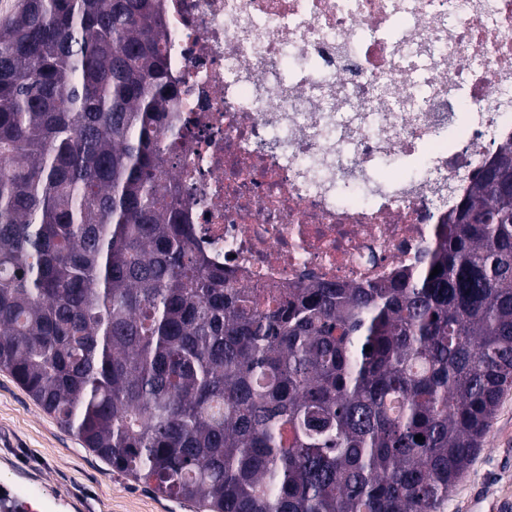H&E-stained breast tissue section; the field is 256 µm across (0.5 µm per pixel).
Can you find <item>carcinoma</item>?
I'll use <instances>...</instances> for the list:
<instances>
[{
    "instance_id": "1",
    "label": "carcinoma",
    "mask_w": 512,
    "mask_h": 512,
    "mask_svg": "<svg viewBox=\"0 0 512 512\" xmlns=\"http://www.w3.org/2000/svg\"><path fill=\"white\" fill-rule=\"evenodd\" d=\"M167 37L162 0H23L0 24V369L201 512H444L512 387V140L426 269L262 300L172 189Z\"/></svg>"
}]
</instances>
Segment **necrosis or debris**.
I'll return each instance as SVG.
<instances>
[{
	"label": "necrosis or debris",
	"instance_id": "1",
	"mask_svg": "<svg viewBox=\"0 0 512 512\" xmlns=\"http://www.w3.org/2000/svg\"><path fill=\"white\" fill-rule=\"evenodd\" d=\"M197 248L264 295L418 270L512 140V0H164Z\"/></svg>",
	"mask_w": 512,
	"mask_h": 512
}]
</instances>
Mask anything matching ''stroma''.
<instances>
[{"label": "stroma", "instance_id": "obj_1", "mask_svg": "<svg viewBox=\"0 0 512 512\" xmlns=\"http://www.w3.org/2000/svg\"><path fill=\"white\" fill-rule=\"evenodd\" d=\"M20 477L65 500L63 512H196L191 503L163 497L115 472L0 370V488ZM486 496L512 501V390L450 494L447 512H468Z\"/></svg>", "mask_w": 512, "mask_h": 512}]
</instances>
